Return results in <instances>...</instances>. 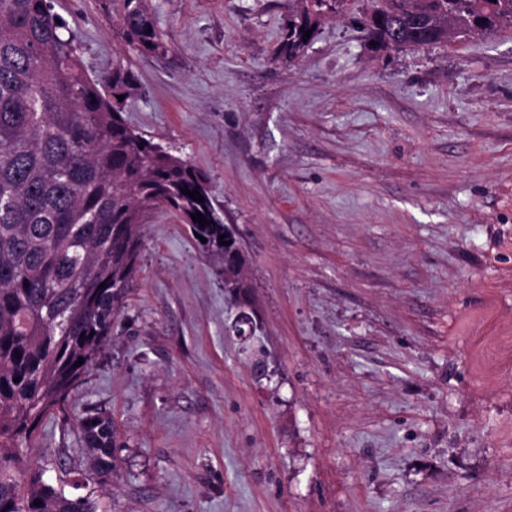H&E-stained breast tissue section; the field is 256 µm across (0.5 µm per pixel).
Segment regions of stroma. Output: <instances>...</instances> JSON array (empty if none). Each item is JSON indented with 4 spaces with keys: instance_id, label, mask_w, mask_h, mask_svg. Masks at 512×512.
Listing matches in <instances>:
<instances>
[{
    "instance_id": "stroma-1",
    "label": "stroma",
    "mask_w": 512,
    "mask_h": 512,
    "mask_svg": "<svg viewBox=\"0 0 512 512\" xmlns=\"http://www.w3.org/2000/svg\"><path fill=\"white\" fill-rule=\"evenodd\" d=\"M83 67L117 59L125 121L203 172L245 257L255 324L184 224L157 213L112 338L24 460L82 472L112 512H512V25L367 48L373 0L298 58L291 0H55ZM106 408L120 472L75 419ZM120 30L125 42L142 54L163 55L167 45L156 29L152 13L145 0H122ZM151 28L150 34L147 29ZM151 43V46H147Z\"/></svg>"
}]
</instances>
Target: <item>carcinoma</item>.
I'll return each instance as SVG.
<instances>
[{"label": "carcinoma", "mask_w": 512, "mask_h": 512, "mask_svg": "<svg viewBox=\"0 0 512 512\" xmlns=\"http://www.w3.org/2000/svg\"><path fill=\"white\" fill-rule=\"evenodd\" d=\"M122 2L128 46L165 54L146 0ZM343 2L296 0L279 55L297 58L317 15ZM502 22L512 24V0H381L364 30L381 51ZM134 86L120 61L105 79L87 76L50 0H0V512H101L91 495L67 494L19 465L41 422L67 413L71 393L111 340L135 286L140 229L157 212L175 215L222 264L224 287L237 294L245 287L234 254L218 240L233 232L205 175L123 119L118 97L128 99ZM196 212L208 224L193 221ZM76 430L90 469L112 480L119 471L112 417L87 410Z\"/></svg>", "instance_id": "obj_1"}]
</instances>
